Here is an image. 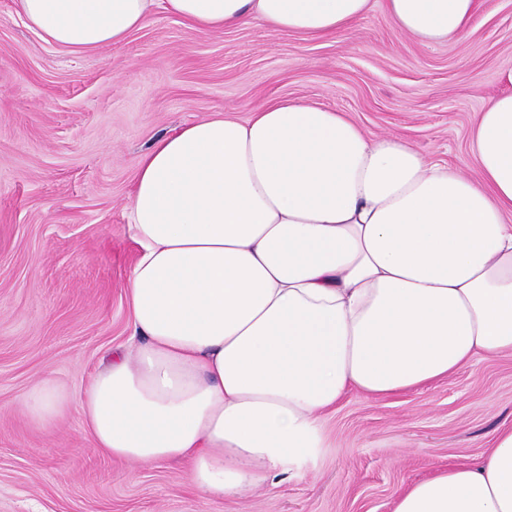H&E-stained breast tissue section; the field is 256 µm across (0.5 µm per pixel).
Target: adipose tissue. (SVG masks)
Masks as SVG:
<instances>
[{
    "label": "adipose tissue",
    "mask_w": 512,
    "mask_h": 512,
    "mask_svg": "<svg viewBox=\"0 0 512 512\" xmlns=\"http://www.w3.org/2000/svg\"><path fill=\"white\" fill-rule=\"evenodd\" d=\"M373 5L16 0L74 55L123 43L158 9L203 32L259 22L323 38ZM385 9L429 47L463 33L478 0ZM470 149L474 178L288 98L158 139L128 197V338L82 390L46 378L22 409L42 426L77 412L97 450L185 466L220 499L296 470L349 393L383 399L512 355V88L480 112ZM393 512H512V423L471 463L410 483Z\"/></svg>",
    "instance_id": "1"
}]
</instances>
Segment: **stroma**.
Listing matches in <instances>:
<instances>
[{
  "label": "stroma",
  "mask_w": 512,
  "mask_h": 512,
  "mask_svg": "<svg viewBox=\"0 0 512 512\" xmlns=\"http://www.w3.org/2000/svg\"><path fill=\"white\" fill-rule=\"evenodd\" d=\"M511 71L512 0H480L461 37L432 47L377 4L320 39L257 22L200 32L160 11L81 56L0 0V512H391L403 485L477 457L512 421L511 356L391 398L347 395L294 476L224 500L182 469L100 453L77 414L32 423L19 397L46 377L80 390L127 338L138 246L126 204L159 137L288 97L471 176L470 130Z\"/></svg>",
  "instance_id": "35a3bbf8"
}]
</instances>
